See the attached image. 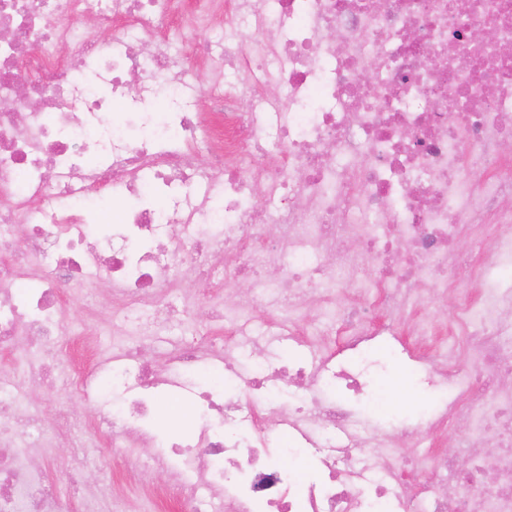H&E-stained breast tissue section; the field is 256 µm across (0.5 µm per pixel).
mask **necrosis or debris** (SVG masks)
<instances>
[{"label": "necrosis or debris", "instance_id": "4bbe7bcc", "mask_svg": "<svg viewBox=\"0 0 512 512\" xmlns=\"http://www.w3.org/2000/svg\"><path fill=\"white\" fill-rule=\"evenodd\" d=\"M88 17L106 38L84 34ZM215 26L221 42L198 40ZM222 64L237 94L202 89ZM105 197L122 200L118 217ZM466 224L495 232L452 282ZM223 271L253 288L250 303L225 299L223 347L182 344L164 365L139 336L119 360L95 359L97 390L122 392L85 410L102 467L126 443L149 447L162 402L181 396L203 411L173 455L177 512H512V0H0V351L23 356L0 371V512H107L78 460L49 481L46 412L17 393L19 376L53 379L82 339L59 317L64 290L105 278L161 332L189 306L162 301L164 287L217 288ZM447 298L442 366L414 379L431 405L389 414L392 436L375 438L354 400L380 370L378 311L413 304L411 329L384 330L425 345L430 302ZM309 301L319 335L344 330L353 361L305 359L290 313ZM283 333L282 366L239 373L246 338ZM218 359L219 383L196 391ZM286 385L303 407L282 410ZM445 426L462 431L461 453L425 451L428 478L407 486L392 448Z\"/></svg>", "mask_w": 512, "mask_h": 512}]
</instances>
